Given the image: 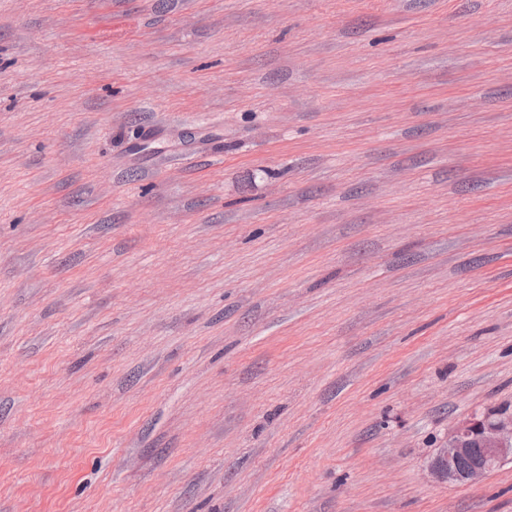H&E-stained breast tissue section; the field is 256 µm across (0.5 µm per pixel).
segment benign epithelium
<instances>
[{"label": "benign epithelium", "instance_id": "1", "mask_svg": "<svg viewBox=\"0 0 512 512\" xmlns=\"http://www.w3.org/2000/svg\"><path fill=\"white\" fill-rule=\"evenodd\" d=\"M468 459L460 469L457 462ZM512 463V413L461 422L428 462L430 474L448 483L472 482L506 463Z\"/></svg>", "mask_w": 512, "mask_h": 512}]
</instances>
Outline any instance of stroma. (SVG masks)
Returning a JSON list of instances; mask_svg holds the SVG:
<instances>
[{
    "instance_id": "obj_1",
    "label": "stroma",
    "mask_w": 512,
    "mask_h": 512,
    "mask_svg": "<svg viewBox=\"0 0 512 512\" xmlns=\"http://www.w3.org/2000/svg\"><path fill=\"white\" fill-rule=\"evenodd\" d=\"M512 0H0V512H512ZM464 459H470V464L459 469L457 462ZM508 462L512 463V413L505 412L461 422L437 448L427 468L438 480L468 483Z\"/></svg>"
}]
</instances>
